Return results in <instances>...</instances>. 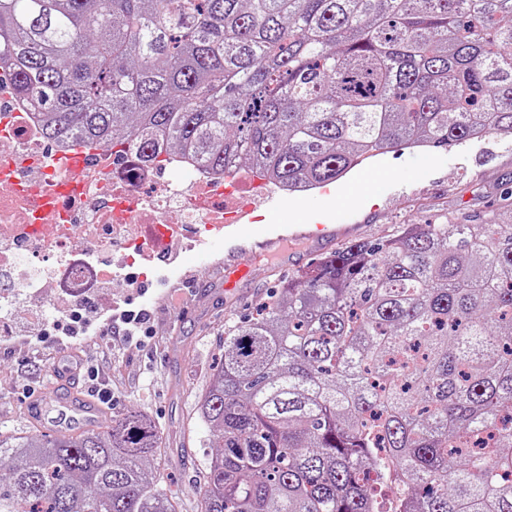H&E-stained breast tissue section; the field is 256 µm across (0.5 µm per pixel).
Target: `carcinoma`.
I'll return each mask as SVG.
<instances>
[{"instance_id":"1","label":"carcinoma","mask_w":512,"mask_h":512,"mask_svg":"<svg viewBox=\"0 0 512 512\" xmlns=\"http://www.w3.org/2000/svg\"><path fill=\"white\" fill-rule=\"evenodd\" d=\"M53 143L148 128L282 189L512 137V0H0ZM353 240L224 327L201 512H512V192ZM154 421L0 439V512H176Z\"/></svg>"}]
</instances>
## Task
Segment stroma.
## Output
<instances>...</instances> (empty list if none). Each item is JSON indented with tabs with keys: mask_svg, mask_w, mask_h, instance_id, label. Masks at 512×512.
<instances>
[{
	"mask_svg": "<svg viewBox=\"0 0 512 512\" xmlns=\"http://www.w3.org/2000/svg\"><path fill=\"white\" fill-rule=\"evenodd\" d=\"M512 187V140L489 135L450 150L406 149L377 155L339 181L293 195L249 172L237 194L250 205L248 238L236 259L244 262L233 287L224 285L223 240L192 249L163 245L146 262L152 273L139 279L150 333L133 338L76 336L38 357L0 344V433L19 437L36 430L26 408L29 393L53 382L57 372L80 361L82 384L107 388V418L131 408L149 415L160 431L152 464L171 490L178 512H200L211 434L200 420L198 400L207 388L224 341V322L249 312L269 292L276 276L307 266L354 239L373 240L398 224L437 222L454 213L479 220L499 207ZM279 199L271 209L269 198ZM331 224L319 240L260 243L272 225Z\"/></svg>",
	"mask_w": 512,
	"mask_h": 512,
	"instance_id": "1",
	"label": "stroma"
}]
</instances>
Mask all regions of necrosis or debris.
I'll use <instances>...</instances> for the list:
<instances>
[{
	"mask_svg": "<svg viewBox=\"0 0 512 512\" xmlns=\"http://www.w3.org/2000/svg\"><path fill=\"white\" fill-rule=\"evenodd\" d=\"M88 161L77 177L65 166L72 143H51L42 123L9 83L0 65V274L11 287L43 297L40 272H58L73 304L107 271L86 263L85 252L122 250L127 264L178 240L217 238L233 216L224 209L236 165L217 170L189 151L172 157L180 180L163 177L134 150L114 160L112 146L87 143Z\"/></svg>",
	"mask_w": 512,
	"mask_h": 512,
	"instance_id": "4bbe7bcc",
	"label": "necrosis or debris"
}]
</instances>
